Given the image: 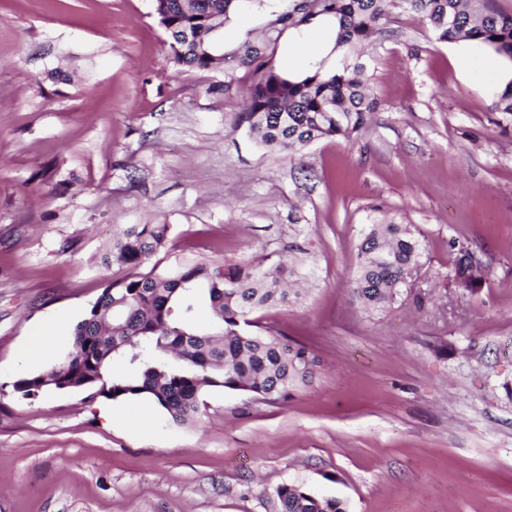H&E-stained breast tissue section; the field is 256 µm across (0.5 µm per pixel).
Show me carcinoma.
Segmentation results:
<instances>
[{
  "instance_id": "obj_1",
  "label": "carcinoma",
  "mask_w": 512,
  "mask_h": 512,
  "mask_svg": "<svg viewBox=\"0 0 512 512\" xmlns=\"http://www.w3.org/2000/svg\"><path fill=\"white\" fill-rule=\"evenodd\" d=\"M401 8L417 14L438 43L474 41L512 62V14L481 0H154L173 64L202 72L224 64V80L212 84L217 91L231 88L236 70L252 71L244 119L262 146L286 153L322 138L351 140L361 133L378 107L361 81L362 46ZM246 10L264 20V42L247 38L220 51L217 29ZM314 20L333 31L328 55L335 65L319 62L301 75L276 71L272 53L283 31ZM494 108L512 114V77L503 76ZM169 231L167 224H129L112 236L102 262L135 269L166 248ZM422 253L411 225L371 224L358 246L352 302L368 311L391 307L408 289L409 271L420 266ZM451 273L457 284L470 288L487 269L468 264L462 246ZM289 275L282 263L262 272L251 258L129 274L110 283L75 324L71 352L19 378L13 390L28 400L62 390L144 400L177 425L196 421L209 388L239 391L261 402L285 400L313 384L317 357L307 344L283 334L250 331L256 326L250 316L299 297L288 288ZM203 305L211 313L205 328L196 320ZM111 363L126 365L128 372H109ZM276 495L281 512H347L343 501L301 486L282 485Z\"/></svg>"
}]
</instances>
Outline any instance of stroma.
Wrapping results in <instances>:
<instances>
[{"label":"stroma","mask_w":512,"mask_h":512,"mask_svg":"<svg viewBox=\"0 0 512 512\" xmlns=\"http://www.w3.org/2000/svg\"><path fill=\"white\" fill-rule=\"evenodd\" d=\"M153 0H0V512H280L278 486L348 512H512V115L470 42L395 12L364 75L381 106L353 140L258 146L253 77L172 63ZM425 243L417 283L372 313L348 292L375 220ZM170 225L138 269L284 263L298 300L255 316L308 344L313 385L259 402L207 391L197 421L147 402L14 393L25 355L126 269L128 224ZM487 269L457 286V245Z\"/></svg>","instance_id":"obj_1"}]
</instances>
